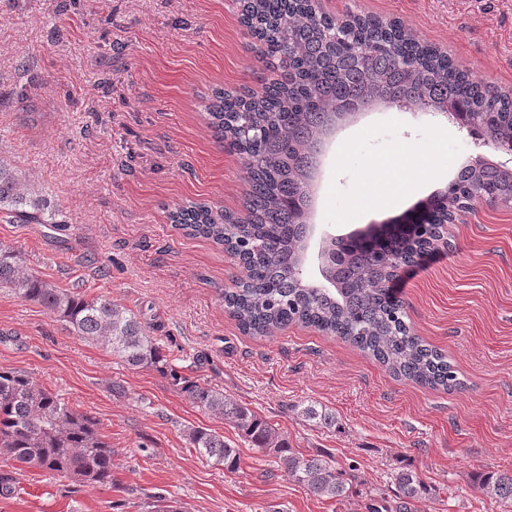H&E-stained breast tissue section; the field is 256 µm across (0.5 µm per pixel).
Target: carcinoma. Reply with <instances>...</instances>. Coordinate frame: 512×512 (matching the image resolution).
Masks as SVG:
<instances>
[{
	"instance_id": "obj_1",
	"label": "carcinoma",
	"mask_w": 512,
	"mask_h": 512,
	"mask_svg": "<svg viewBox=\"0 0 512 512\" xmlns=\"http://www.w3.org/2000/svg\"><path fill=\"white\" fill-rule=\"evenodd\" d=\"M241 23L259 43L262 58L284 74L261 94L213 90L204 111L221 145L242 159L248 183L247 219L213 213L188 201L171 214L192 237H202L234 254L244 275L224 292V306L244 333L270 337L290 324L313 327L357 347L394 376L448 390L457 375L448 357L413 333L402 301L389 284L412 246H447L441 224L345 245L327 242L336 253L334 288L303 277V253L311 206L310 182L321 136L333 118L351 109L389 108L465 112L471 135L512 144V97L492 90L457 68L427 42L399 25L355 16L338 26L318 10L316 0H243ZM512 199V170L494 165L459 169L454 185L430 210L450 217L475 203ZM0 215L12 223L55 224L56 213L18 170L0 161ZM0 288L40 303L67 322L76 335L100 341L133 367L153 368L194 404L231 423L259 450L278 458L288 480L317 498L346 497L343 473L322 454L288 446L280 432L224 391L182 373L131 310L97 296L58 288L28 273L19 253L0 245ZM303 415L326 428L336 418L315 409ZM196 454L234 470L237 449L204 427L186 433ZM0 455L20 467L58 474L83 486H112V448L99 423L70 407L17 369L0 370ZM391 505L371 512H420L433 490L411 469L394 475ZM477 487L512 507V471L477 473Z\"/></svg>"
}]
</instances>
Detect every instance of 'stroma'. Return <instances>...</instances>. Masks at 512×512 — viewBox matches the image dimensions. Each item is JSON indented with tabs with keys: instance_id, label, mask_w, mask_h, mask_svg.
I'll return each instance as SVG.
<instances>
[{
	"instance_id": "1",
	"label": "stroma",
	"mask_w": 512,
	"mask_h": 512,
	"mask_svg": "<svg viewBox=\"0 0 512 512\" xmlns=\"http://www.w3.org/2000/svg\"><path fill=\"white\" fill-rule=\"evenodd\" d=\"M342 19L399 21L459 68L512 92V0H319ZM240 0H0V159L59 215L0 221L27 272L104 295L153 325L170 358L269 421L291 448L353 471L346 498L319 499L279 461L193 404L158 372L83 339L39 303L0 290V369L95 418L113 486L38 469L0 495V512H141L161 495L183 512H368L412 468L436 490L426 512H503L473 482L512 470V205L449 223L399 293L406 320L461 381L451 391L394 377L348 343L298 324L243 334L224 309L239 261L170 220L186 201L247 216L241 160L214 139L212 89L261 92L276 71L240 22ZM475 152L442 116L366 109L322 138L308 220L336 237L401 231ZM316 406L332 428L306 420ZM192 427L223 435L237 471L199 457Z\"/></svg>"
}]
</instances>
